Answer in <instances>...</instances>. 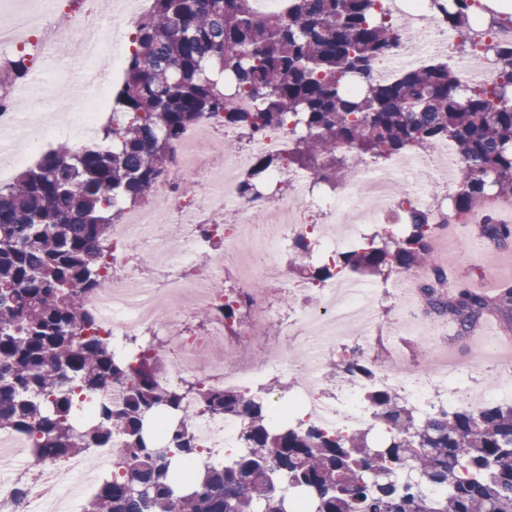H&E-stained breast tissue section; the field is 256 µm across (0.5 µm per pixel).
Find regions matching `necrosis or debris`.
<instances>
[{
    "label": "necrosis or debris",
    "instance_id": "obj_1",
    "mask_svg": "<svg viewBox=\"0 0 512 512\" xmlns=\"http://www.w3.org/2000/svg\"><path fill=\"white\" fill-rule=\"evenodd\" d=\"M151 0H24L14 12L12 25L0 30V131L10 130L27 143V150L0 148V184L11 181L18 167L32 164L41 148L56 135L45 120L51 112L70 119L77 135L98 138L112 115L113 95L124 72L130 30L144 18ZM398 42L379 61L377 79L395 71L439 58L445 59L457 33L437 20L428 0H385ZM126 20L127 31L114 39L112 14ZM75 42L74 57L61 58L60 44ZM29 60L24 78H13L10 63L15 52ZM65 67L71 73L66 99H58L56 86L44 80V71ZM291 127L262 132L247 148L225 157L215 154L228 138L224 121L203 118L189 128L175 149V168L153 188L152 205L124 211L113 225L108 245V268L98 287L84 294L83 302L97 320L100 332L112 346L124 351L128 337L151 333L163 337L159 349L166 361L161 383L173 385L192 379L200 386L235 388L258 397L270 393V376L288 378V413L298 423L315 424L344 433L367 427L370 411L362 404L368 386L395 391L422 413L445 407L474 409L481 403L512 400V361L496 360L501 382L495 392L481 390L476 382H459L464 368L428 351L424 366L393 362L376 367L370 380L344 378L336 394H327L320 371L345 346L366 354L367 339L379 330L397 336L420 322L417 306L406 304L405 290L415 288L422 274L404 273L388 295L393 315L381 320L377 292L354 285L346 274L320 284L285 277L278 256L289 239L311 235L316 254L332 260L338 252L362 239V227L377 216L395 213L397 188H404L411 203L431 211L437 232L449 248L468 240V226L479 218L450 217L448 198L435 195L429 183L451 188L462 162L452 143L443 141L429 152L398 157L379 165L350 156L357 178L340 196L315 187L311 173L280 166L267 176L269 184L288 183L289 194L257 192L242 197L239 177L251 170L258 157L281 154ZM347 219L334 223L336 213ZM149 251L164 268L162 278L145 275L139 264ZM235 269L242 282L237 300L246 302L248 320L241 335L260 341L262 362L234 354L224 346L228 328L221 309L225 297L214 283L227 269ZM318 293L320 304L300 306L285 315V299ZM212 310L206 328L196 331L191 322L200 309ZM303 337L304 353L291 345ZM238 421L221 415L201 417L197 440L206 458L238 449ZM24 438L0 433V497L26 484L17 512H74L98 477L80 457L65 463L31 462ZM75 477L70 495H63L60 472Z\"/></svg>",
    "mask_w": 512,
    "mask_h": 512
}]
</instances>
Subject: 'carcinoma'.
<instances>
[{
	"label": "carcinoma",
	"mask_w": 512,
	"mask_h": 512,
	"mask_svg": "<svg viewBox=\"0 0 512 512\" xmlns=\"http://www.w3.org/2000/svg\"><path fill=\"white\" fill-rule=\"evenodd\" d=\"M254 0H153L115 94L105 146L61 143L0 186V432L29 442L37 462L91 454L116 435L125 452L83 512H512V404L421 414L371 388L372 428L348 435L267 418L263 401L220 387L164 386L153 339L130 338L117 354L82 304L106 267V244L123 206L149 202L170 174L184 131L206 114L254 138L294 121L287 155L257 161L239 184L288 165L336 188L353 178L344 152L373 160L425 152L450 140L462 160L453 206L465 212L496 192L512 198V41L492 38L499 10L485 0H428L433 16L463 35L462 51L491 55L497 79L465 86L446 61L371 75L397 40L380 0H287L258 19ZM258 100L257 112H226L224 96ZM395 236L374 232L330 265L296 275L325 282L338 271L385 278L425 267L427 313L453 319L468 337L486 316L512 325V281L491 294L458 287L432 258V214L412 206ZM480 238L512 250V224L487 219ZM240 302L222 313L229 327ZM355 353L336 363L368 378ZM118 386L123 402L102 395ZM194 399L193 408L186 401ZM237 418L239 452L200 461L202 414ZM437 494L430 495L428 490Z\"/></svg>",
	"instance_id": "carcinoma-1"
}]
</instances>
